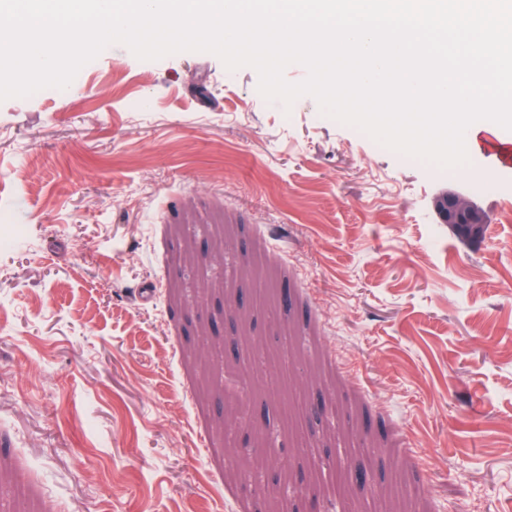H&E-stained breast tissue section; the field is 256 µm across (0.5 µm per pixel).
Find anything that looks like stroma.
<instances>
[{"mask_svg": "<svg viewBox=\"0 0 512 512\" xmlns=\"http://www.w3.org/2000/svg\"><path fill=\"white\" fill-rule=\"evenodd\" d=\"M84 72L0 102V512H307L316 456L369 459L361 512H512V163L407 164L207 52ZM436 209L442 223L448 224L462 238L473 239V229L487 223L477 207L454 193L440 197Z\"/></svg>", "mask_w": 512, "mask_h": 512, "instance_id": "obj_1", "label": "stroma"}]
</instances>
